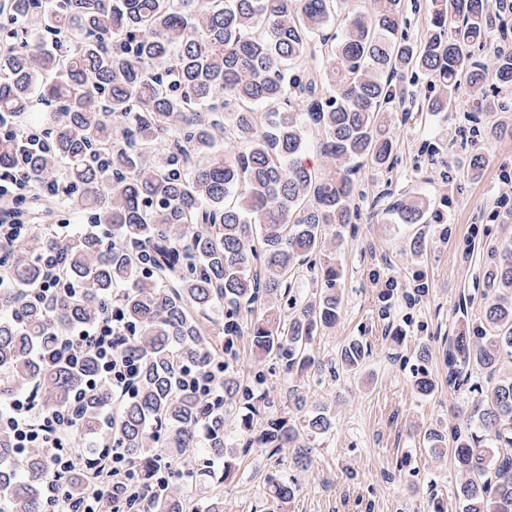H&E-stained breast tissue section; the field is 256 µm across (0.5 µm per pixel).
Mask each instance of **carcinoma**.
Instances as JSON below:
<instances>
[{"label": "carcinoma", "mask_w": 512, "mask_h": 512, "mask_svg": "<svg viewBox=\"0 0 512 512\" xmlns=\"http://www.w3.org/2000/svg\"><path fill=\"white\" fill-rule=\"evenodd\" d=\"M427 0L428 33L416 43L402 0H372L342 13L345 0H0L9 17L0 40V175L22 168L35 190L70 186L65 206L83 226L67 234L34 224L0 256V399L38 388L41 409L75 416L73 442L105 429V387L87 388L81 366L35 360L65 327L94 326L120 299L125 351L139 364L135 396L111 434L144 466L176 449L199 448L234 473L232 425L246 447L273 457L293 449L301 468L335 426L308 404L304 376L322 371L315 337L343 314V230L353 223L354 173L391 164L392 112L408 86L428 81L422 110L446 112L465 90L484 111L512 95V53L496 54L493 84L474 60L504 31L512 0ZM337 27L332 34L329 29ZM331 159L321 171L302 155L312 135ZM440 200L404 193L389 211L401 224L442 223ZM311 273L310 283L296 277ZM68 292L37 297L47 279ZM483 287L461 298L462 329L443 349L448 389L469 394L464 418L424 431L433 452L452 450L459 512H512V235L490 249ZM429 294L423 270L402 287L389 278L378 314L399 296ZM224 336V345L209 339ZM249 337L254 368L240 380L238 341ZM433 336L408 365L419 395L433 394ZM224 354L222 404L182 388L180 370L210 369ZM371 346L350 338L335 369L360 373ZM273 360L286 380L277 416L267 392ZM53 476L47 453L15 457L0 432V512H44ZM267 499L282 507L297 484L267 476ZM151 512H186L172 488ZM195 512H224L208 495Z\"/></svg>", "instance_id": "obj_1"}]
</instances>
